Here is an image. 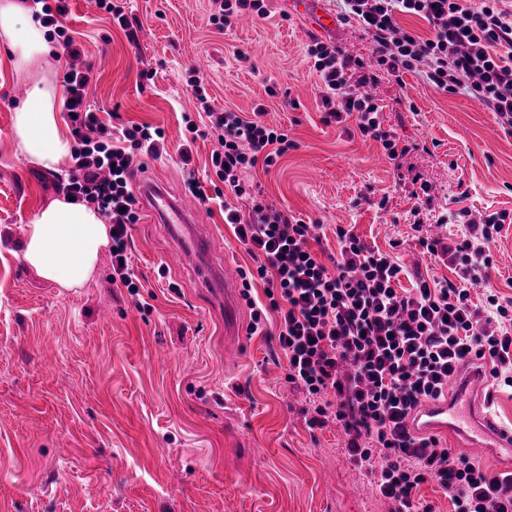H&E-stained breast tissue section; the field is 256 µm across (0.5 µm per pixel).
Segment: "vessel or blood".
<instances>
[{"label": "vessel or blood", "instance_id": "obj_1", "mask_svg": "<svg viewBox=\"0 0 512 512\" xmlns=\"http://www.w3.org/2000/svg\"><path fill=\"white\" fill-rule=\"evenodd\" d=\"M143 203L163 223L189 228L190 234L182 246L185 256L189 257L194 252L204 250L206 237L200 235L198 225L192 224L187 213L165 189L147 187ZM237 314V298L232 292H225V334L241 335L243 326ZM486 385L485 377L479 374L460 379L456 385L455 397L428 402L417 414L411 425L412 430L420 433L452 434L461 438L467 447L506 454L508 463L512 464V431L492 426L489 417L479 407L478 397Z\"/></svg>", "mask_w": 512, "mask_h": 512}]
</instances>
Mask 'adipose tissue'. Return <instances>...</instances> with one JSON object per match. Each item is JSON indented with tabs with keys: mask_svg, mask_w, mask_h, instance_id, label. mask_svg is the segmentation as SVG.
<instances>
[{
	"mask_svg": "<svg viewBox=\"0 0 512 512\" xmlns=\"http://www.w3.org/2000/svg\"><path fill=\"white\" fill-rule=\"evenodd\" d=\"M24 0H0V44L17 72L53 52L47 30L31 20ZM12 134L31 164L58 172L71 159L72 141L61 124L58 89L48 77L32 84L12 117ZM110 228L90 204L59 197L43 206L24 231L23 258L59 287H83L95 274Z\"/></svg>",
	"mask_w": 512,
	"mask_h": 512,
	"instance_id": "obj_1",
	"label": "adipose tissue"
}]
</instances>
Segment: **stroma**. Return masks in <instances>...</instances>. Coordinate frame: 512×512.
<instances>
[{
    "label": "stroma",
    "mask_w": 512,
    "mask_h": 512,
    "mask_svg": "<svg viewBox=\"0 0 512 512\" xmlns=\"http://www.w3.org/2000/svg\"><path fill=\"white\" fill-rule=\"evenodd\" d=\"M65 25L91 68L88 100L102 120L161 128L168 152L145 158L140 181L165 187L209 225L205 252L232 272L252 260L220 211L185 187L178 147L201 110L187 78L199 71L215 111L264 106L294 149L248 178L275 208L314 223L326 254L337 226L393 252L408 272L455 280L451 263L422 254L413 230L459 238L450 215L512 213V133L461 94L414 72L382 79L385 128L421 150L390 160L380 142L321 121L312 37L366 55L355 23L323 29L334 0H266L267 18L227 30L211 0H126L129 41L94 0H68ZM46 58L19 76L0 47V512H388L373 478L350 463L335 420L309 427L317 398L285 381L275 337L246 334L224 357V313L182 264L167 225H131L138 293L112 283L110 252L83 287L44 280L21 256L23 230L59 197L58 174L32 165L12 134L13 101L31 79L62 83L71 62ZM431 205L410 195L413 176ZM489 281L512 299V223L491 245Z\"/></svg>",
    "instance_id": "stroma-1"
}]
</instances>
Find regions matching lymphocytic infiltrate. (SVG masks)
Returning <instances> with one entry per match:
<instances>
[{
    "instance_id": "lymphocytic-infiltrate-1",
    "label": "lymphocytic infiltrate",
    "mask_w": 512,
    "mask_h": 512,
    "mask_svg": "<svg viewBox=\"0 0 512 512\" xmlns=\"http://www.w3.org/2000/svg\"><path fill=\"white\" fill-rule=\"evenodd\" d=\"M500 0H336L338 21L356 22L369 42L370 58L314 40L307 53L322 93L323 123L355 124L379 141L389 159L412 152L383 129L381 106L372 93L381 75L413 71L447 94L465 95L490 110L512 132V14ZM411 16L426 32L406 29ZM89 70L71 68L64 77L63 107L74 140L71 170L60 188L76 201L97 207L112 229V279L138 293L128 252V227L139 220L134 174L143 156H162V129L133 123L118 129L101 120L87 102ZM207 127L186 120L179 147L183 163L204 134L216 137L211 155L221 189L207 193L196 178L188 191L202 204H217L238 242L254 261L241 270L242 296L251 309L250 330H275L288 360L286 381L312 396H325L311 425L335 419L348 440L346 452L357 469L375 477V490L390 512H431L417 499L432 481L448 497L452 512H512V484L482 463L455 455L437 438L413 433L410 421L426 402L445 398L448 381L475 361L512 385V300L489 285L490 244L506 213L473 218L460 211L464 231L456 244L419 236L425 253L449 257L453 282L414 280L400 285L404 267L397 256L369 246L353 228L337 227L338 253L323 263L312 251L310 226L292 213L271 207L245 184L246 173L275 165L294 141L267 126L264 107L252 115L205 107ZM246 210H239L238 202ZM266 285L263 298L252 294ZM481 289L480 301L471 292Z\"/></svg>"
}]
</instances>
